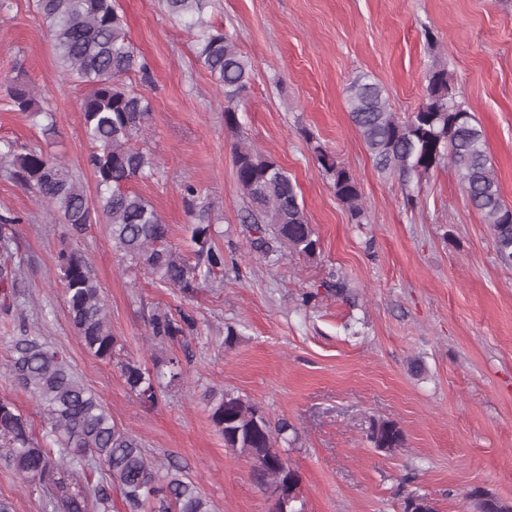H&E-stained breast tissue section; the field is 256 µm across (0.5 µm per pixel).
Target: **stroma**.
Instances as JSON below:
<instances>
[{"mask_svg":"<svg viewBox=\"0 0 512 512\" xmlns=\"http://www.w3.org/2000/svg\"><path fill=\"white\" fill-rule=\"evenodd\" d=\"M116 5L150 67L148 77L125 82L152 103L143 145L159 164L154 179L129 187L150 201L170 228L169 244L183 252L193 222L184 187H195L224 267L184 298L113 251L106 225L72 239L31 190L0 171V214L15 218L4 230L23 263L18 301L0 310V398L40 432V408L9 371L17 337H40L152 459L176 461L215 512H272L251 460L225 447L211 421L210 394L227 388L294 425L284 454L307 512H402L411 493L427 495L437 512H470L477 487L512 501V267L500 262L452 167L406 186L380 173L346 107L349 84L367 73L407 116L425 99L427 70L447 67L512 204V0H206L207 18L237 39L253 66L235 127L165 0ZM17 84L52 110L54 133L12 110ZM86 92L59 69L34 0H5L0 141L51 152L92 197ZM241 142L296 181L321 243L314 257L284 252L270 263L252 250L235 176ZM317 145L356 180L363 223L337 199ZM72 246L92 263L125 358L149 369L180 360L183 384L155 406L142 405L119 365L94 357L77 337L57 277L58 253ZM158 308L185 310L194 329L151 340L146 318ZM377 421L396 423L404 447L373 448ZM0 499L13 512H46L41 487L1 462Z\"/></svg>","mask_w":512,"mask_h":512,"instance_id":"1","label":"stroma"}]
</instances>
